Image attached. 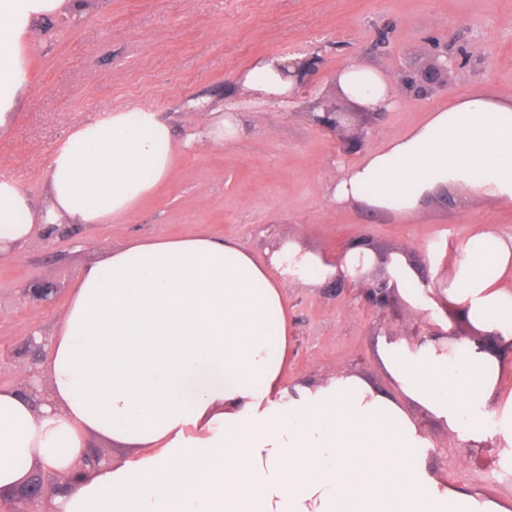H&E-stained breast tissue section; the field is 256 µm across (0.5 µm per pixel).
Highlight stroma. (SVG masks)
Returning <instances> with one entry per match:
<instances>
[{
  "label": "stroma",
  "mask_w": 512,
  "mask_h": 512,
  "mask_svg": "<svg viewBox=\"0 0 512 512\" xmlns=\"http://www.w3.org/2000/svg\"><path fill=\"white\" fill-rule=\"evenodd\" d=\"M76 17L40 26L29 52L30 81L14 123L0 132V178L14 179L41 204L53 154L80 125L143 106L159 112L176 146L168 180L127 215L90 226L64 224L34 238L21 256L0 263V386L42 363L28 344L50 338L87 241L104 248L133 239L208 234L238 241L264 258L289 239L333 258L362 244L384 260L403 254L439 291L461 248L493 228L512 234V208L463 192L394 216L331 204L338 163L355 164L422 123L429 111L471 93H512V0H83ZM464 51L467 67L441 78L424 99L397 90L395 107L369 117L345 99L343 66L375 67L392 80L426 70L434 50ZM260 57L316 58L290 106L265 103L238 74ZM357 113L346 129L315 123L309 105ZM239 111L236 140L182 148L206 113ZM290 345L284 385L318 383L336 369L380 389L393 385L378 359L387 340L437 333L428 313L402 298L370 306L365 284L349 279L300 288L285 283ZM418 420L435 449L432 467L474 490L512 499V461L498 445L449 434L426 414Z\"/></svg>",
  "instance_id": "1"
}]
</instances>
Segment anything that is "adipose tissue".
<instances>
[{
	"mask_svg": "<svg viewBox=\"0 0 512 512\" xmlns=\"http://www.w3.org/2000/svg\"><path fill=\"white\" fill-rule=\"evenodd\" d=\"M81 0H0V130L28 84L25 48L37 24ZM238 80L265 102L296 95V65L254 61ZM371 112L395 104L380 70L350 64L335 77ZM173 132L158 112H115L76 129L54 153L48 199L34 206L0 179V260L69 220L102 224L128 213L172 171ZM341 207L407 216L467 191L512 205V94H473L430 112L328 187ZM375 263L355 247L334 260L285 242L257 259L206 235L132 240L78 274L49 340L37 383L0 387V489L23 464L66 475L52 512H512L506 502L448 483L429 464L432 444L413 403L472 441L512 446V404L487 431L499 395L500 356L441 337L381 344L388 394L347 370L320 385H282L288 314L281 287L355 277ZM393 280L417 310L462 309L480 331L512 344V236L488 229L454 262L440 300L421 295L401 255ZM133 446L81 471L86 436Z\"/></svg>",
	"mask_w": 512,
	"mask_h": 512,
	"instance_id": "ef3b65f1",
	"label": "adipose tissue"
}]
</instances>
